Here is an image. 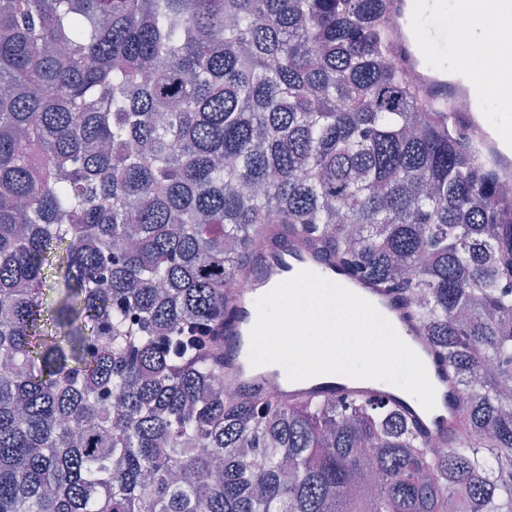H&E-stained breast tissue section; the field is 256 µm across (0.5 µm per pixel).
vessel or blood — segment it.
Wrapping results in <instances>:
<instances>
[{
	"label": "vessel or blood",
	"mask_w": 512,
	"mask_h": 512,
	"mask_svg": "<svg viewBox=\"0 0 512 512\" xmlns=\"http://www.w3.org/2000/svg\"><path fill=\"white\" fill-rule=\"evenodd\" d=\"M486 2L499 15L498 34L511 39L512 0ZM469 10V0H456V6L450 13L427 10L425 0H385V21L396 50L397 65L408 73L419 89L421 100L427 104L437 101L449 103L455 121L464 129L470 141L479 147L485 164L494 168L501 177L512 179V145L504 142L497 127L485 117L487 106L491 103L500 111L512 112V97L501 95L490 82L479 80L474 73L454 67L452 62H429L421 52V45L425 42L435 46L446 44L448 15H459ZM316 267L323 269L329 281L374 304L381 316L393 325L402 340L421 358L436 391L447 396L457 394L455 377L440 362L435 349L426 341L420 322L402 299L396 298L374 281L326 259L315 246L301 241H288L274 247L263 266L253 271L246 287L240 291L236 320L221 331L222 352L233 361H240L242 353L238 340L249 336L255 323L256 313L251 297L259 283H266L267 287L272 288L300 271ZM286 394L291 399L379 397L405 415L417 419L437 437L454 432L462 424L457 407L446 406L443 417L434 418L423 407L411 404L396 391L394 385L382 381L343 379L332 374L288 385Z\"/></svg>",
	"instance_id": "vessel-or-blood-1"
}]
</instances>
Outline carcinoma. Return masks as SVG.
<instances>
[{
  "instance_id": "obj_1",
  "label": "carcinoma",
  "mask_w": 512,
  "mask_h": 512,
  "mask_svg": "<svg viewBox=\"0 0 512 512\" xmlns=\"http://www.w3.org/2000/svg\"><path fill=\"white\" fill-rule=\"evenodd\" d=\"M384 8L0 0V512H512V194ZM270 229L407 300L460 430L227 393Z\"/></svg>"
}]
</instances>
